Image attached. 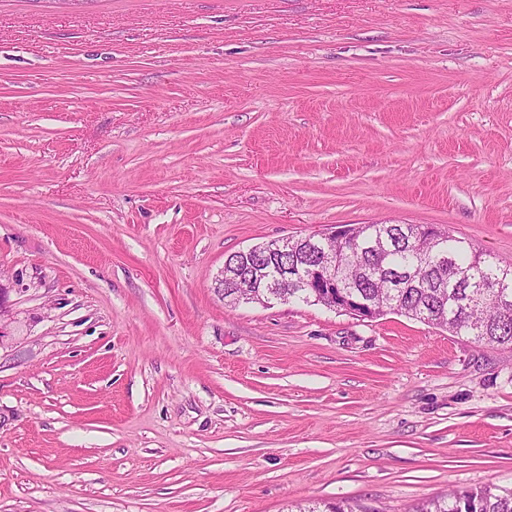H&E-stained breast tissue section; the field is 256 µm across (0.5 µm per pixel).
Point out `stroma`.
<instances>
[{"label": "stroma", "mask_w": 512, "mask_h": 512, "mask_svg": "<svg viewBox=\"0 0 512 512\" xmlns=\"http://www.w3.org/2000/svg\"><path fill=\"white\" fill-rule=\"evenodd\" d=\"M380 223L512 263V0H0V512L512 492V349L217 291ZM242 266H247V260L241 262ZM270 272L266 262H262L259 259L247 266L243 273L232 279L228 288H249L255 286L264 285L268 279Z\"/></svg>", "instance_id": "35a3bbf8"}]
</instances>
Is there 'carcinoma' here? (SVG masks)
Returning <instances> with one entry per match:
<instances>
[{
  "label": "carcinoma",
  "instance_id": "1",
  "mask_svg": "<svg viewBox=\"0 0 512 512\" xmlns=\"http://www.w3.org/2000/svg\"><path fill=\"white\" fill-rule=\"evenodd\" d=\"M438 253L426 254L428 244L413 239L410 224H372L363 241L348 249H336V262L347 265L355 259L371 263L370 240L382 239L387 245L383 261L371 266V274L354 292L373 298L379 282L391 284L389 302L376 305L378 314L390 310L412 319L444 327L449 332L470 336L481 344L512 348V317H503L497 297L485 294L476 302L460 301L476 289L475 281L484 273L501 269V264L482 257L471 243L447 231H437ZM444 254L458 269V278L445 286L437 285V263ZM418 512H512V493L496 494L489 487L454 490L432 499Z\"/></svg>",
  "mask_w": 512,
  "mask_h": 512
}]
</instances>
